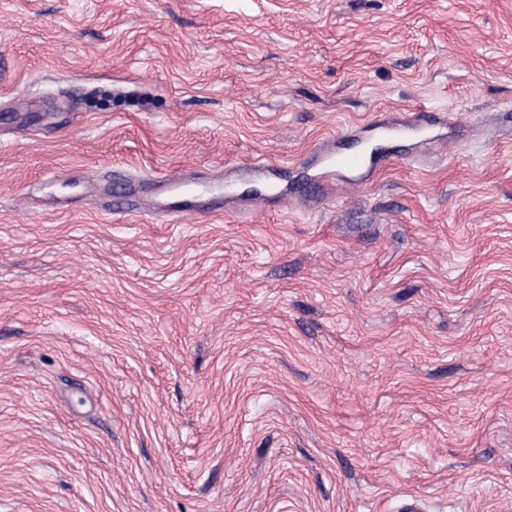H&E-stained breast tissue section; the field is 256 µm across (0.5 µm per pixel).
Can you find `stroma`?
Here are the masks:
<instances>
[{
	"label": "stroma",
	"mask_w": 512,
	"mask_h": 512,
	"mask_svg": "<svg viewBox=\"0 0 512 512\" xmlns=\"http://www.w3.org/2000/svg\"><path fill=\"white\" fill-rule=\"evenodd\" d=\"M414 497L512 512V0H0V512ZM423 126L424 124H422L418 115L398 123L386 124L384 122L378 128L383 131L386 137L404 139L417 135Z\"/></svg>",
	"instance_id": "stroma-1"
}]
</instances>
